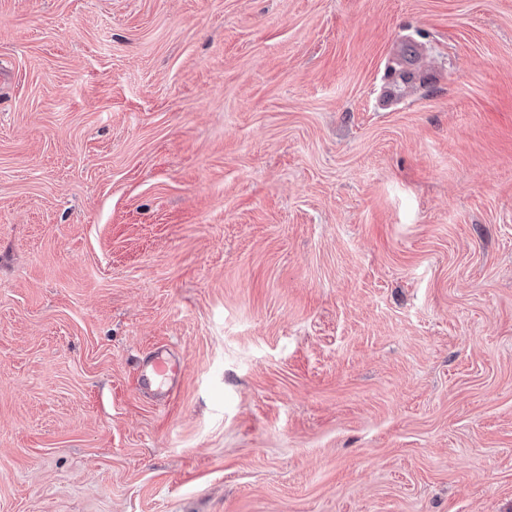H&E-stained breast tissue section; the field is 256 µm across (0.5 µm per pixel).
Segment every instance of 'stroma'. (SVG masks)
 <instances>
[{
	"instance_id": "obj_1",
	"label": "stroma",
	"mask_w": 512,
	"mask_h": 512,
	"mask_svg": "<svg viewBox=\"0 0 512 512\" xmlns=\"http://www.w3.org/2000/svg\"><path fill=\"white\" fill-rule=\"evenodd\" d=\"M0 512H512V0H0ZM184 370V365L177 360L163 355L156 356L140 373L143 388H164L169 380L174 379Z\"/></svg>"
}]
</instances>
